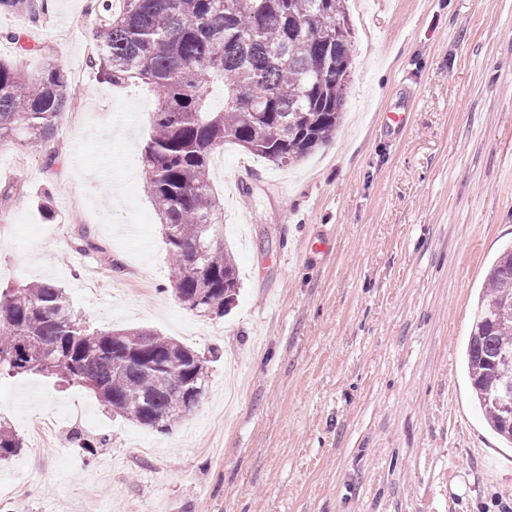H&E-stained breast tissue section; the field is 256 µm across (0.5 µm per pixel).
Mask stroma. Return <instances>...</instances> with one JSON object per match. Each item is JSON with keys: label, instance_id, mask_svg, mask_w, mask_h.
I'll use <instances>...</instances> for the list:
<instances>
[{"label": "stroma", "instance_id": "35a3bbf8", "mask_svg": "<svg viewBox=\"0 0 512 512\" xmlns=\"http://www.w3.org/2000/svg\"><path fill=\"white\" fill-rule=\"evenodd\" d=\"M368 2L335 138L288 169L227 146L214 186L240 285L221 318L172 291L141 165L155 99L89 66L91 0H47L37 25L0 14V58L63 63L79 106L31 165L0 148V287L55 281L98 329L197 325L209 367L167 433L54 378L1 376L23 446L0 461V512H512V444L465 366L512 242V0ZM45 415L36 448L27 423Z\"/></svg>", "mask_w": 512, "mask_h": 512}]
</instances>
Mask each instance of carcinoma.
I'll return each instance as SVG.
<instances>
[{
  "instance_id": "obj_1",
  "label": "carcinoma",
  "mask_w": 512,
  "mask_h": 512,
  "mask_svg": "<svg viewBox=\"0 0 512 512\" xmlns=\"http://www.w3.org/2000/svg\"><path fill=\"white\" fill-rule=\"evenodd\" d=\"M348 0H97L90 67L114 86L132 80L156 99L142 148L146 191L163 229L175 296L197 314L224 316L238 288L234 255L217 244L224 204L210 177L213 155L232 142L277 167L336 136L352 66ZM47 0H0V13L33 23ZM224 105L208 109L209 88ZM66 67L48 61L25 75L0 60V146L34 151L56 132L70 102ZM512 355V247L493 261L474 307L465 354L490 428L512 441L489 403V360ZM56 376L92 393L128 421L168 433L204 396L207 359L146 328L92 330L64 288L32 281L0 289V376ZM22 439L0 423V461Z\"/></svg>"
}]
</instances>
